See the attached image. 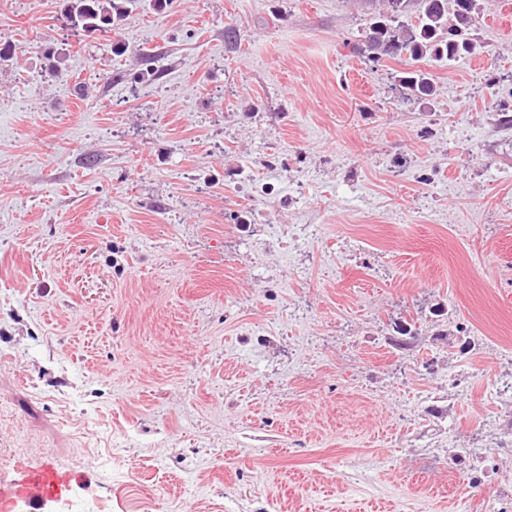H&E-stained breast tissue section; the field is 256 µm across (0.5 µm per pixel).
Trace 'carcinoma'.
Instances as JSON below:
<instances>
[{
  "label": "carcinoma",
  "mask_w": 512,
  "mask_h": 512,
  "mask_svg": "<svg viewBox=\"0 0 512 512\" xmlns=\"http://www.w3.org/2000/svg\"><path fill=\"white\" fill-rule=\"evenodd\" d=\"M131 0H64L72 26L105 32L126 12ZM379 10L361 30L353 52L373 63L405 59L411 67L396 76L407 99L435 95L430 73L419 68L431 60H452L478 48L476 0H379Z\"/></svg>",
  "instance_id": "cac0c4a2"
}]
</instances>
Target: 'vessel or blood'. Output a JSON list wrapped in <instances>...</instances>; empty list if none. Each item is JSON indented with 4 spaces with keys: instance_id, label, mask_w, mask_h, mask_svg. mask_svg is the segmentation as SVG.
I'll list each match as a JSON object with an SVG mask.
<instances>
[{
    "instance_id": "1",
    "label": "vessel or blood",
    "mask_w": 512,
    "mask_h": 512,
    "mask_svg": "<svg viewBox=\"0 0 512 512\" xmlns=\"http://www.w3.org/2000/svg\"><path fill=\"white\" fill-rule=\"evenodd\" d=\"M71 482L70 474L58 470L51 457H44L19 476L0 479V512H14L21 501L37 512L47 499L66 491Z\"/></svg>"
}]
</instances>
